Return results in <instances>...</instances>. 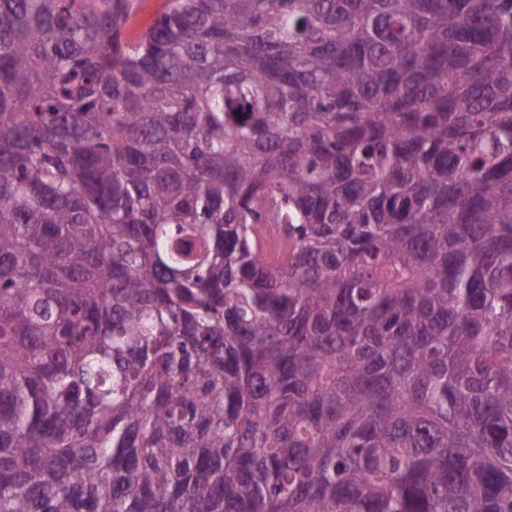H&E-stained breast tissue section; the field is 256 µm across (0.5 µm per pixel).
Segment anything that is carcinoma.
Segmentation results:
<instances>
[{"label":"carcinoma","instance_id":"1","mask_svg":"<svg viewBox=\"0 0 512 512\" xmlns=\"http://www.w3.org/2000/svg\"><path fill=\"white\" fill-rule=\"evenodd\" d=\"M0 0V512H512V0ZM138 9L129 19L126 27V36L136 38L143 31L151 27L164 11L167 0H137Z\"/></svg>","mask_w":512,"mask_h":512}]
</instances>
